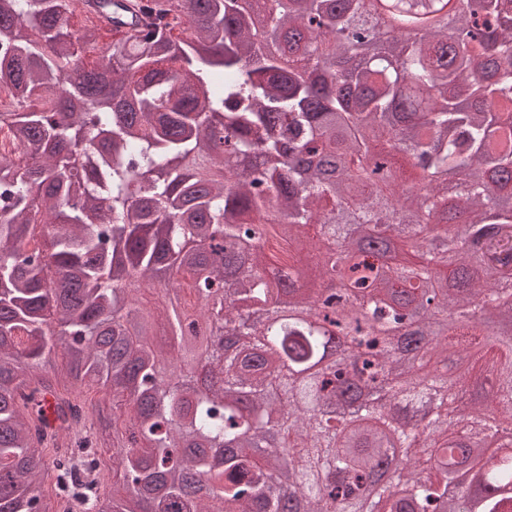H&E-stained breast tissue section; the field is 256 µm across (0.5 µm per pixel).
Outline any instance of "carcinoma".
I'll return each mask as SVG.
<instances>
[{"mask_svg": "<svg viewBox=\"0 0 512 512\" xmlns=\"http://www.w3.org/2000/svg\"><path fill=\"white\" fill-rule=\"evenodd\" d=\"M140 2L144 34L104 43L92 21L68 29L75 0H0V512H41L50 450L54 512H286L289 495L304 512H470L448 483L485 441L512 447V253L479 254L469 224L443 220L512 225V0H467L454 41L430 25L406 45L354 34L366 0ZM400 158L426 170L425 194L400 190ZM275 226L306 253L243 259ZM300 263L348 282L340 307L280 275ZM284 304L351 336L354 377L390 392L350 432L331 412L346 355L282 374L333 338L285 320L270 347L252 318ZM413 319L444 321L445 367L448 341L465 351L477 330L503 358L486 383L507 427L476 402L438 414L423 463L415 413L448 402V374L395 382L406 361L386 333ZM71 386L112 397L122 426ZM392 439L410 450L401 494L361 497ZM488 481L478 512H512L496 493L512 461Z\"/></svg>", "mask_w": 512, "mask_h": 512, "instance_id": "carcinoma-1", "label": "carcinoma"}]
</instances>
